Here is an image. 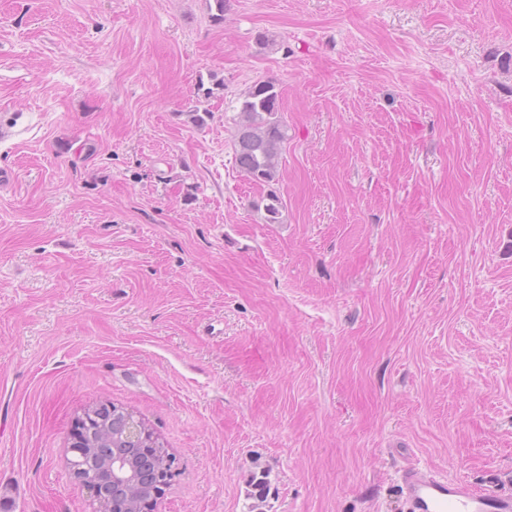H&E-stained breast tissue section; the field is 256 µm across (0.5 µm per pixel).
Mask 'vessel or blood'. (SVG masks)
<instances>
[{
  "instance_id": "1",
  "label": "vessel or blood",
  "mask_w": 512,
  "mask_h": 512,
  "mask_svg": "<svg viewBox=\"0 0 512 512\" xmlns=\"http://www.w3.org/2000/svg\"><path fill=\"white\" fill-rule=\"evenodd\" d=\"M406 512H512V493L480 490L414 464L398 472Z\"/></svg>"
}]
</instances>
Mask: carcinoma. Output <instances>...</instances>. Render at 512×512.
<instances>
[{
    "instance_id": "obj_1",
    "label": "carcinoma",
    "mask_w": 512,
    "mask_h": 512,
    "mask_svg": "<svg viewBox=\"0 0 512 512\" xmlns=\"http://www.w3.org/2000/svg\"><path fill=\"white\" fill-rule=\"evenodd\" d=\"M279 91L272 80H263L249 88L238 106L234 164L256 185L278 181L286 130L278 119ZM265 219L278 224L283 202L273 191L264 198ZM123 414L106 411L96 424L94 441L102 448L118 444L113 427L122 424Z\"/></svg>"
}]
</instances>
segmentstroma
I'll list each match as a JSON object with an SVG mask.
<instances>
[{"label": "stroma", "instance_id": "stroma-1", "mask_svg": "<svg viewBox=\"0 0 512 512\" xmlns=\"http://www.w3.org/2000/svg\"><path fill=\"white\" fill-rule=\"evenodd\" d=\"M267 79L270 189L233 160ZM2 113L0 512H92L100 401L175 458L155 512L512 492V0H0ZM279 91L272 80L256 82L239 102L234 164L256 185L278 181L286 130L278 119ZM407 512H511L512 493L479 490L464 478H447L410 464L398 471Z\"/></svg>", "mask_w": 512, "mask_h": 512}]
</instances>
